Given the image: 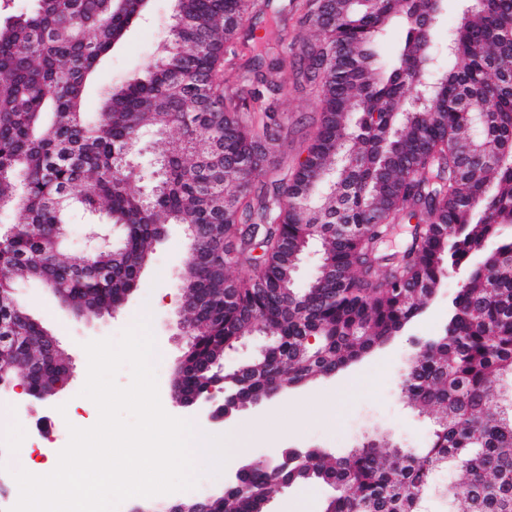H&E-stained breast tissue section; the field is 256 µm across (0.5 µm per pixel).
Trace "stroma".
Returning <instances> with one entry per match:
<instances>
[{
  "mask_svg": "<svg viewBox=\"0 0 512 512\" xmlns=\"http://www.w3.org/2000/svg\"><path fill=\"white\" fill-rule=\"evenodd\" d=\"M173 14V0H149L143 15L97 67L84 98V110L89 117H96L104 97L113 88L132 75L144 73L151 61L163 54ZM273 18L280 20L286 42L300 43L310 34L299 14L291 9L290 0H269L263 14L244 23V34L263 36ZM234 88L254 107H273L281 135L278 160L290 161L303 154L320 115V102L314 93L292 84L282 94L273 96L249 79L235 83ZM189 252L184 227L166 225L164 237L141 271L139 288L119 311L96 318L78 316L39 281L29 280L16 286V299L29 315L50 328L71 361V379L46 399H24L14 386L0 387V406L24 412L21 425L27 438L41 448L43 457L57 458L69 441L68 432L57 422L65 403L77 399L89 413L97 411L92 401L78 396L87 377L84 343L118 339L145 309L151 313L150 330L161 348L155 370L158 387L165 396V410L173 417L185 418V411L175 405L171 392L175 368L186 347L179 330V275ZM455 293L456 279L451 276L429 308L403 333L349 372L316 379L235 412L230 418L234 424L254 417L266 419L264 435L250 439L239 463L281 448H319L336 456L345 455L364 441L382 438L410 452L425 448L435 429V415L411 409L401 395L400 380L416 341L443 334L448 306ZM331 493L329 486L320 483L297 485L277 493L270 502V512H294L300 503L307 504L308 512H323Z\"/></svg>",
  "mask_w": 512,
  "mask_h": 512,
  "instance_id": "obj_1",
  "label": "stroma"
}]
</instances>
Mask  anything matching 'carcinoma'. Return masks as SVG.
Listing matches in <instances>:
<instances>
[{"label": "carcinoma", "mask_w": 512, "mask_h": 512, "mask_svg": "<svg viewBox=\"0 0 512 512\" xmlns=\"http://www.w3.org/2000/svg\"><path fill=\"white\" fill-rule=\"evenodd\" d=\"M0 23V290L34 278L97 317L138 287L167 224L210 226L191 242L184 299L203 305L178 380L183 392L214 380L241 336L271 338L226 393L252 404L319 376L335 375L419 317L445 271L498 242L451 301L444 335L415 350L401 393L436 428L419 453L371 440L347 455L310 450L286 483H324V512H419L437 468L453 463L454 512H512V408L493 383L512 374V0H461L439 58L432 36L446 0H292L315 38L303 75L321 104L317 131L293 172L267 162V125L224 92V62L238 54L243 23L261 0H175L168 48L146 77H131L83 112L88 77L144 11L146 0H33ZM395 24L403 42L388 61L381 43ZM264 82L288 88L272 64ZM176 130L178 136L170 135ZM154 133L148 193L133 151ZM468 152L460 153V146ZM267 178L257 185L259 174ZM105 217L114 247L60 253L73 203ZM321 248L308 288L295 275ZM245 269L231 277L233 268ZM21 357L7 379L40 393L63 385L68 357H47L48 330L13 301L0 308ZM250 489L230 486L210 512H268L281 486L271 467L249 463Z\"/></svg>", "instance_id": "carcinoma-1"}]
</instances>
